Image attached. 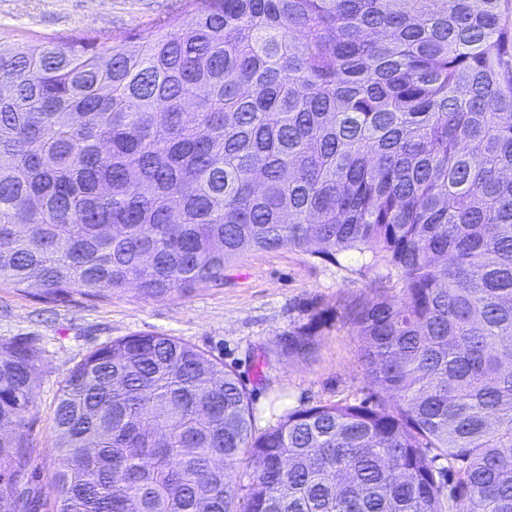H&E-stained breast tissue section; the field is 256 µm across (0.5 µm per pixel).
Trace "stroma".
<instances>
[{"label":"stroma","mask_w":512,"mask_h":512,"mask_svg":"<svg viewBox=\"0 0 512 512\" xmlns=\"http://www.w3.org/2000/svg\"><path fill=\"white\" fill-rule=\"evenodd\" d=\"M175 3L0 0V44L145 34ZM376 278L361 270L356 253L335 265L286 245L243 252L226 266L222 285L166 299L146 298L133 288L100 299L73 288L49 300L33 286H0V337L35 345L42 355L26 414L30 471L42 497L51 502L59 495L53 417L64 378L93 347L125 336H172L222 362L250 394L259 430L291 408L381 399L365 377L362 339L352 323L353 310ZM317 314L323 320L310 352L282 355L281 337Z\"/></svg>","instance_id":"stroma-1"}]
</instances>
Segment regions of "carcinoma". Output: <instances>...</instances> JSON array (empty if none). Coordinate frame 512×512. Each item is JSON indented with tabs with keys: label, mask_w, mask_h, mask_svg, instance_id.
Returning a JSON list of instances; mask_svg holds the SVG:
<instances>
[{
	"label": "carcinoma",
	"mask_w": 512,
	"mask_h": 512,
	"mask_svg": "<svg viewBox=\"0 0 512 512\" xmlns=\"http://www.w3.org/2000/svg\"><path fill=\"white\" fill-rule=\"evenodd\" d=\"M0 285L185 295L245 251L358 253L353 322L388 402L285 411L206 352L135 334L55 407L0 338V512H512V0H179L147 36L0 48ZM309 325L281 337L303 355Z\"/></svg>",
	"instance_id": "cac0c4a2"
}]
</instances>
